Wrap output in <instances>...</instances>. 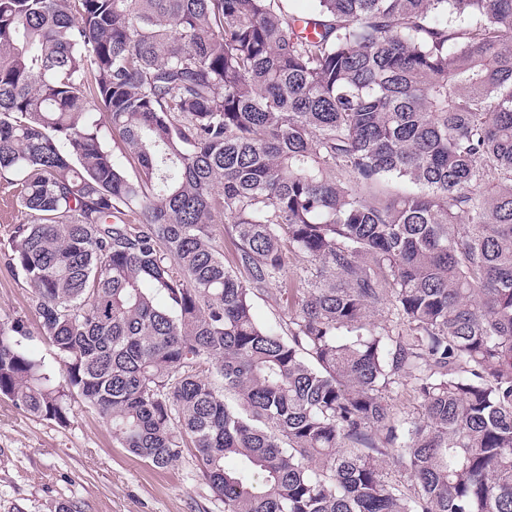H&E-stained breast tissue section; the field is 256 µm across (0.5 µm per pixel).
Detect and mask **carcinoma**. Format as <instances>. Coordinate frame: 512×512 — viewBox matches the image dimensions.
Returning a JSON list of instances; mask_svg holds the SVG:
<instances>
[{
    "mask_svg": "<svg viewBox=\"0 0 512 512\" xmlns=\"http://www.w3.org/2000/svg\"><path fill=\"white\" fill-rule=\"evenodd\" d=\"M313 2L0 0L9 257L58 364L0 319V396L194 448L224 512H512V0ZM212 238L217 250L224 256V265L234 268L237 265L236 249L230 224H212ZM253 309L257 320L262 324L280 325L288 333V311L276 306L268 295L257 294L253 297Z\"/></svg>",
    "mask_w": 512,
    "mask_h": 512,
    "instance_id": "1",
    "label": "carcinoma"
}]
</instances>
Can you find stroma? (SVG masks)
<instances>
[{
    "label": "stroma",
    "mask_w": 512,
    "mask_h": 512,
    "mask_svg": "<svg viewBox=\"0 0 512 512\" xmlns=\"http://www.w3.org/2000/svg\"><path fill=\"white\" fill-rule=\"evenodd\" d=\"M0 182V316L38 329L32 290L8 261L15 226ZM224 512L200 476L193 449L159 469L131 455L98 414L76 404L67 425L32 416L0 397V512Z\"/></svg>",
    "instance_id": "obj_1"
}]
</instances>
